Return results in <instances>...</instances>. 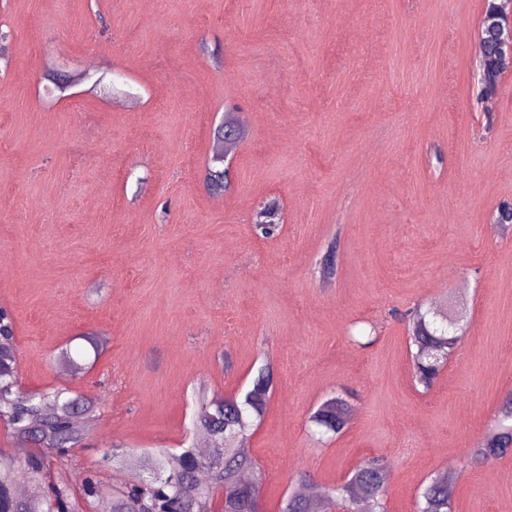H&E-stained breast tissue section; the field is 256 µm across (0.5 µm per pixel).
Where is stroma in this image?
<instances>
[{
	"label": "stroma",
	"instance_id": "obj_1",
	"mask_svg": "<svg viewBox=\"0 0 512 512\" xmlns=\"http://www.w3.org/2000/svg\"><path fill=\"white\" fill-rule=\"evenodd\" d=\"M482 4L0 0V307L21 385L98 409L71 491L128 479L113 445H188L197 387L230 396L268 365L247 443L264 512L303 475L336 486L375 456L387 512H414L450 467L453 512H512V452L467 461L512 392V228L494 220L512 201V78L483 112ZM227 112L247 122L216 197L203 178ZM273 196L265 239L253 216ZM455 304L466 328L422 389L402 314ZM336 395L349 424L313 438Z\"/></svg>",
	"mask_w": 512,
	"mask_h": 512
}]
</instances>
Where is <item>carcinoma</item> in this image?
<instances>
[{
    "instance_id": "cac0c4a2",
    "label": "carcinoma",
    "mask_w": 512,
    "mask_h": 512,
    "mask_svg": "<svg viewBox=\"0 0 512 512\" xmlns=\"http://www.w3.org/2000/svg\"><path fill=\"white\" fill-rule=\"evenodd\" d=\"M477 50L481 60L482 80L478 99L493 100L498 92V73L502 68L497 31H483ZM204 186L212 195L231 186V176L224 169L207 171ZM280 229L276 201L263 204L256 213L255 231L271 238ZM411 335L416 352L412 355L413 375L417 384L430 389L457 343L456 324L430 312H409ZM273 385L270 367L257 371L250 386L224 398L201 402L195 426L210 437L208 453L165 449L137 454L132 448L115 445L112 458H129L136 462L138 474L125 486H110L90 477L83 487V499H108L111 512H197L199 503L212 489H224V500L215 503L222 512H262L260 509L261 477L251 453L242 448L251 422L265 412ZM64 390L28 391L18 380L17 356L12 347L0 349V421L14 437L27 441L33 448L24 466L0 452V512H83L74 493L61 482L51 480L53 467H62L72 452L82 447L88 430L80 424L93 412V405L80 398L63 397ZM351 407L341 397L323 402L311 422L324 433H341L347 426ZM512 449V393L506 396L493 425L482 443L472 449V459L485 463ZM24 472L29 489L21 496L16 492L19 472ZM208 476L200 485L199 475ZM389 470L382 459L370 458L352 471L338 488L328 489L310 482L312 496L288 494L279 512H387ZM454 483L438 474L421 488L416 512H452Z\"/></svg>"
}]
</instances>
